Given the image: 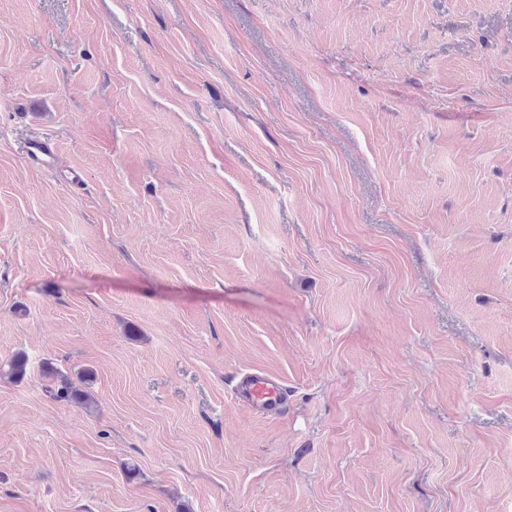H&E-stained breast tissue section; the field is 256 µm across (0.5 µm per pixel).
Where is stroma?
Segmentation results:
<instances>
[{"mask_svg": "<svg viewBox=\"0 0 512 512\" xmlns=\"http://www.w3.org/2000/svg\"><path fill=\"white\" fill-rule=\"evenodd\" d=\"M19 352L0 512H512V0H0ZM22 152L29 163H34L48 169L53 168L55 165V150L48 140L32 138L25 143ZM42 376L48 382L45 384V391L53 399L91 406L90 395L78 388L67 372L64 373L57 367L47 364L42 370ZM235 394L239 402L255 409H281L288 396L282 384L265 372L242 377Z\"/></svg>", "mask_w": 512, "mask_h": 512, "instance_id": "stroma-1", "label": "stroma"}]
</instances>
